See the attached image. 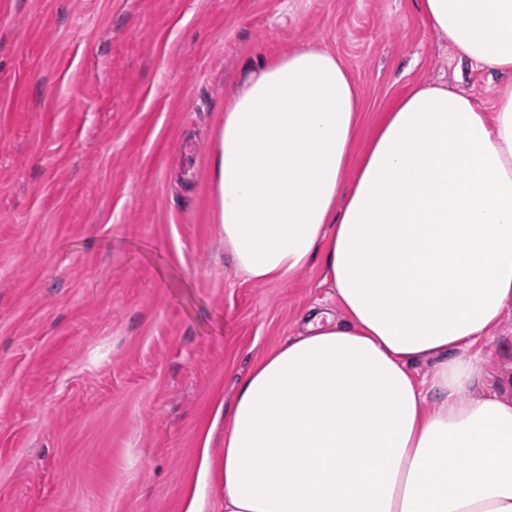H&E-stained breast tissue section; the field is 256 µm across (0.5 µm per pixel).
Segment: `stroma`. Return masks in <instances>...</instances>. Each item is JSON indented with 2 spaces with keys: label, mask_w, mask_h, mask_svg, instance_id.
<instances>
[{
  "label": "stroma",
  "mask_w": 512,
  "mask_h": 512,
  "mask_svg": "<svg viewBox=\"0 0 512 512\" xmlns=\"http://www.w3.org/2000/svg\"><path fill=\"white\" fill-rule=\"evenodd\" d=\"M335 52L366 110L443 83L491 106L414 0H0V512H217L223 406L330 305L321 260L235 271L215 219L224 107L258 60ZM504 347L472 396L512 401Z\"/></svg>",
  "instance_id": "35a3bbf8"
}]
</instances>
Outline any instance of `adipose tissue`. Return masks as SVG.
<instances>
[{
	"mask_svg": "<svg viewBox=\"0 0 512 512\" xmlns=\"http://www.w3.org/2000/svg\"><path fill=\"white\" fill-rule=\"evenodd\" d=\"M415 6L504 76L492 110L420 85L357 149L358 85L309 46L260 61L224 111L217 222L237 272L283 282L322 258L342 319L310 307L240 384L221 512H512V402L469 395L512 311V0Z\"/></svg>",
	"mask_w": 512,
	"mask_h": 512,
	"instance_id": "1",
	"label": "adipose tissue"
}]
</instances>
